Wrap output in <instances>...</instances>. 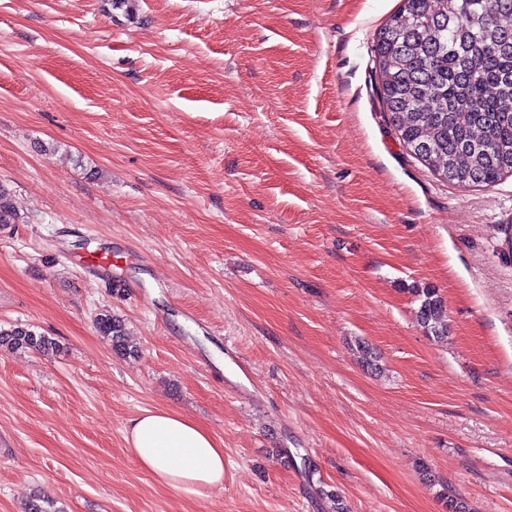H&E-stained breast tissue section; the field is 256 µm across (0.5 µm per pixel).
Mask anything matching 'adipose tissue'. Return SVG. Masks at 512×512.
<instances>
[{"mask_svg":"<svg viewBox=\"0 0 512 512\" xmlns=\"http://www.w3.org/2000/svg\"><path fill=\"white\" fill-rule=\"evenodd\" d=\"M126 441L153 479L176 491L200 495L224 483V450L193 420L168 411H142Z\"/></svg>","mask_w":512,"mask_h":512,"instance_id":"adipose-tissue-1","label":"adipose tissue"}]
</instances>
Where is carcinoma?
<instances>
[{
  "label": "carcinoma",
  "mask_w": 512,
  "mask_h": 512,
  "mask_svg": "<svg viewBox=\"0 0 512 512\" xmlns=\"http://www.w3.org/2000/svg\"><path fill=\"white\" fill-rule=\"evenodd\" d=\"M378 84L390 124L403 145L435 175L463 186H490L512 176V0H401L373 45ZM21 221L0 185V224ZM417 321L435 339L448 336L438 290L412 288ZM118 354L131 353L123 321L96 317ZM0 347L48 355L54 339L30 326L0 329ZM364 366L379 356L363 342Z\"/></svg>",
  "instance_id": "obj_1"
}]
</instances>
